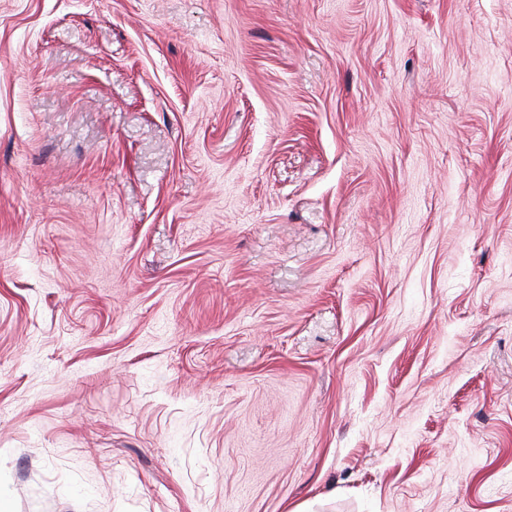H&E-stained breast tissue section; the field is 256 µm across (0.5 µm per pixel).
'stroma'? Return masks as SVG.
Here are the masks:
<instances>
[{"label":"stroma","instance_id":"1","mask_svg":"<svg viewBox=\"0 0 512 512\" xmlns=\"http://www.w3.org/2000/svg\"><path fill=\"white\" fill-rule=\"evenodd\" d=\"M7 512H512V0H0Z\"/></svg>","mask_w":512,"mask_h":512}]
</instances>
